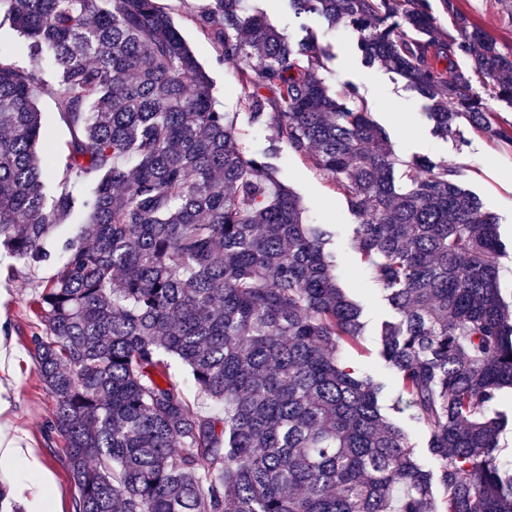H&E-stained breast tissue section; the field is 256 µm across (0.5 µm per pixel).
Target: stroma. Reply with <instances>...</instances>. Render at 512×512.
Returning <instances> with one entry per match:
<instances>
[{
  "instance_id": "obj_1",
  "label": "stroma",
  "mask_w": 512,
  "mask_h": 512,
  "mask_svg": "<svg viewBox=\"0 0 512 512\" xmlns=\"http://www.w3.org/2000/svg\"><path fill=\"white\" fill-rule=\"evenodd\" d=\"M207 0H160L172 15L197 60L209 74L217 108L234 118L246 142L264 140V130L252 126L236 93V72L232 62L222 59L215 45L194 24L196 11ZM437 27L458 34L460 22L480 27L495 40L502 52L512 54V0H429ZM264 7L273 24L292 40H308L326 49L319 70L324 83L336 93L354 86L373 120L390 138L393 154L401 160L424 155L439 165L453 169L459 183L478 196L485 209L498 222L501 239L509 253L502 263L499 287L506 300H512V146L502 145L477 132L466 121H459L453 137L442 139L432 133L427 102L406 86L405 80L385 67L368 65L356 48L357 34L344 24L329 25L316 14H295L288 0H265ZM46 136L40 154L55 155L70 137L69 128L57 110L50 88H42L37 101ZM281 181L298 193L305 216L313 222L336 227V271L344 287L363 306L366 322L363 347L345 349L341 358L360 370L389 378L378 356L379 329L383 322L397 320L396 311L370 282L354 249V228L358 222L346 200L331 181L310 161L282 150L275 161ZM60 260L33 266L0 254V336L5 337L12 358L0 370V398L8 407L0 413V428L32 449L39 468L23 464L0 467V479L9 483L14 497L25 512H72L76 488L64 463V441L48 429L54 401L41 385L28 351L32 332L40 324L33 312V299L57 273ZM50 477L48 502L34 499L30 492L42 475Z\"/></svg>"
}]
</instances>
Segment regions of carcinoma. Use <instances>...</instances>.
<instances>
[{
  "instance_id": "cac0c4a2",
  "label": "carcinoma",
  "mask_w": 512,
  "mask_h": 512,
  "mask_svg": "<svg viewBox=\"0 0 512 512\" xmlns=\"http://www.w3.org/2000/svg\"><path fill=\"white\" fill-rule=\"evenodd\" d=\"M358 33L371 64L429 101L435 135L457 119L512 145L474 91L512 105V55L478 27L434 34L429 0H288ZM31 61L52 62L71 125L64 182L36 103L41 74L0 53V251L62 256L33 300L30 354L54 399L73 512H512L494 412L512 392V306L498 286L496 219L453 170L421 157L394 175L385 129L330 95L322 50L247 0H209L197 26L237 64L239 101L267 131L247 145L159 0H0ZM260 64L254 65V57ZM331 177L358 217L354 247L397 311L380 334L398 403L429 436L423 468L344 364L362 346L331 224L303 221L280 183L281 145ZM85 214L73 238L54 231ZM177 360L205 414L171 373ZM0 512H24L0 483Z\"/></svg>"
}]
</instances>
